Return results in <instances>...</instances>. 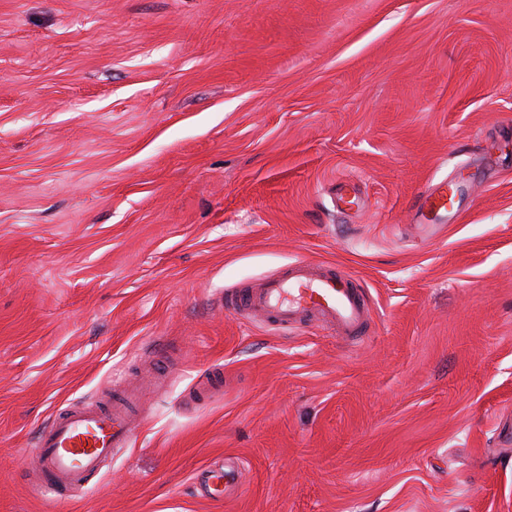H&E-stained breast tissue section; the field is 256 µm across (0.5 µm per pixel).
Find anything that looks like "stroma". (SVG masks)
Instances as JSON below:
<instances>
[{"label": "stroma", "mask_w": 512, "mask_h": 512, "mask_svg": "<svg viewBox=\"0 0 512 512\" xmlns=\"http://www.w3.org/2000/svg\"><path fill=\"white\" fill-rule=\"evenodd\" d=\"M296 260L359 280L366 342L219 306ZM154 350L144 427L53 508L38 429ZM508 423L512 0H0V512H512ZM456 196L448 179L424 190L416 196L410 207L415 224H428L448 216V211H456ZM239 478V467L224 464V461L214 463L205 472L206 493L214 500L222 499L236 487Z\"/></svg>", "instance_id": "1"}]
</instances>
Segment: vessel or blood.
<instances>
[{
    "instance_id": "b4317fda",
    "label": "vessel or blood",
    "mask_w": 512,
    "mask_h": 512,
    "mask_svg": "<svg viewBox=\"0 0 512 512\" xmlns=\"http://www.w3.org/2000/svg\"><path fill=\"white\" fill-rule=\"evenodd\" d=\"M455 208L456 197L444 180L417 195L410 211L416 223L425 224L446 218ZM224 309L278 330L321 321L345 344L361 342L372 321L365 291L350 274L304 260L289 265L283 275L263 280L259 287L225 293ZM141 404L140 388L124 387L96 405L61 407L51 414L34 442V478L51 503H68L77 488L100 479L114 450L128 447L143 427ZM239 478V467L215 463L205 472L206 493L222 499Z\"/></svg>"
}]
</instances>
